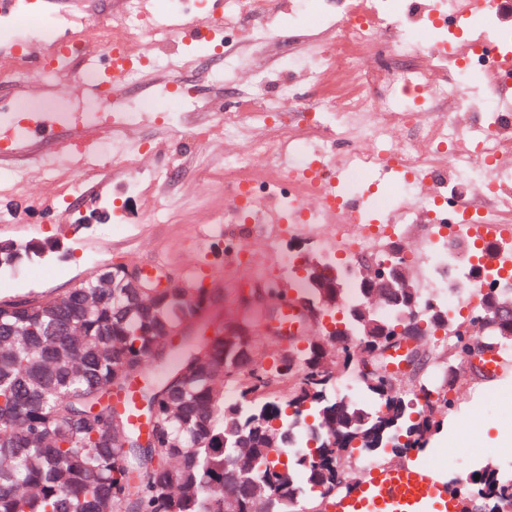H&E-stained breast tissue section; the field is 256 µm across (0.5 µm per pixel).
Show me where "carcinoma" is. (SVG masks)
<instances>
[{"label": "carcinoma", "instance_id": "obj_1", "mask_svg": "<svg viewBox=\"0 0 512 512\" xmlns=\"http://www.w3.org/2000/svg\"><path fill=\"white\" fill-rule=\"evenodd\" d=\"M409 271L406 289L416 307L420 340L416 369L406 377L388 371L379 352L394 335L398 306L365 311L361 289L347 298L342 318L331 310L320 327L272 356L253 363L252 334L263 323L256 313L246 335L191 336L171 320L204 311L208 289L174 288L157 297L151 312L123 321L112 314V265L58 296L0 301V512H323L324 498L355 474L354 451L391 449L401 457L423 448L460 401L456 379L468 370L474 349L494 351L512 335L477 319L450 314L448 305L418 287L417 255L401 239ZM473 258L468 276L485 282L502 262L498 243L448 240V253ZM42 259L30 245L0 248V268ZM274 299L319 297L308 277L301 288L277 284ZM492 302L512 305V288H486L474 310ZM171 329L178 343L156 349L158 333ZM373 354L374 372L358 371V358ZM440 366L448 380L435 386ZM138 372L142 387L131 412L112 413L110 397L124 388L121 368ZM345 373L378 401L368 412L336 393ZM238 397L224 400V385ZM152 420L156 444L140 447L130 413ZM288 450L289 471L270 455ZM463 491L478 495L486 512L512 509V476L490 461L466 478Z\"/></svg>", "mask_w": 512, "mask_h": 512}]
</instances>
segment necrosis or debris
I'll use <instances>...</instances> for the list:
<instances>
[{"mask_svg":"<svg viewBox=\"0 0 512 512\" xmlns=\"http://www.w3.org/2000/svg\"><path fill=\"white\" fill-rule=\"evenodd\" d=\"M186 2L155 0L148 15L141 0H118L103 25L91 19L98 0H73L80 20L68 26L35 14L34 0L0 6L1 32L36 31L0 53V84L29 86L31 121L60 108L66 120L99 130L64 144L85 171L67 196H87L86 179L102 174L107 155L125 166L131 189L147 180L164 187V175L144 172L152 146L132 134L142 115L215 112L219 125L196 124L189 135L203 148L224 139V184L232 192L225 223H347L345 203L383 165L398 177L391 194L399 223H512V209L496 204L512 191V114L494 98L512 88V27L499 11L471 13L468 0H299L312 25L294 39L301 71L285 77L276 51L279 0H224V22L210 29L205 55L183 39L205 17L199 7L186 11ZM90 45L103 49L104 64L74 69ZM165 51L176 77L132 98L131 87L151 79ZM210 57L223 60L224 71L204 99L197 89ZM116 71L123 74L118 83ZM66 74L100 88L94 112L48 97ZM290 154L307 161L283 167ZM331 165L345 179L326 195L313 172Z\"/></svg>","mask_w":512,"mask_h":512,"instance_id":"necrosis-or-debris-1","label":"necrosis or debris"}]
</instances>
